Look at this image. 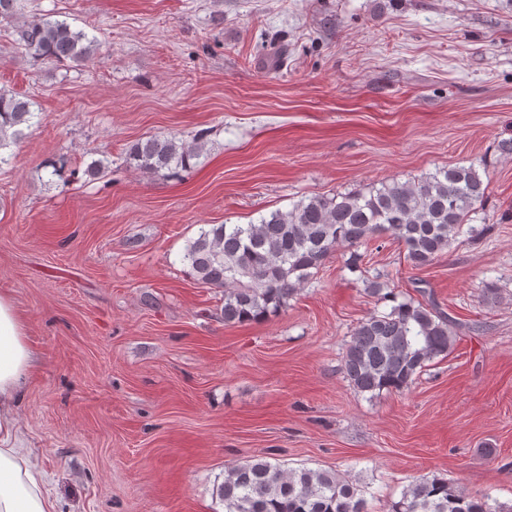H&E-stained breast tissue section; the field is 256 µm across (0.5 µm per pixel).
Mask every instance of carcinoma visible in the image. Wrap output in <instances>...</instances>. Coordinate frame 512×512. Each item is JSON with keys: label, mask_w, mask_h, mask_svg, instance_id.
<instances>
[{"label": "carcinoma", "mask_w": 512, "mask_h": 512, "mask_svg": "<svg viewBox=\"0 0 512 512\" xmlns=\"http://www.w3.org/2000/svg\"><path fill=\"white\" fill-rule=\"evenodd\" d=\"M23 0H0V21L13 25L18 52L35 61L83 63L98 40L47 14L21 22ZM35 101L0 90V152L18 143L34 118ZM203 135L190 142L148 137L131 144L126 165L142 174L192 166L203 151ZM488 185L470 165L440 168L415 181L383 182L367 192L318 195L287 211L275 210L256 224H211L189 241L181 261L196 280L224 290V322L261 321L276 316L339 248L361 260L357 248L391 238L406 249L411 266L432 264L466 235L481 238L477 220ZM376 310L354 329L343 353L347 380L360 393L407 389L434 359L448 356L455 338L448 319L413 298L398 300L380 279L366 281ZM224 512H369L362 490L339 474L319 469H285L265 457L224 472L219 486ZM389 512H512L487 494L467 495L448 480L421 476L409 483Z\"/></svg>", "instance_id": "1"}]
</instances>
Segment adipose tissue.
Here are the masks:
<instances>
[{"label": "adipose tissue", "instance_id": "ef3b65f1", "mask_svg": "<svg viewBox=\"0 0 512 512\" xmlns=\"http://www.w3.org/2000/svg\"><path fill=\"white\" fill-rule=\"evenodd\" d=\"M34 365L24 318L13 300L0 293V512H56V502L24 445L14 415Z\"/></svg>", "mask_w": 512, "mask_h": 512}]
</instances>
